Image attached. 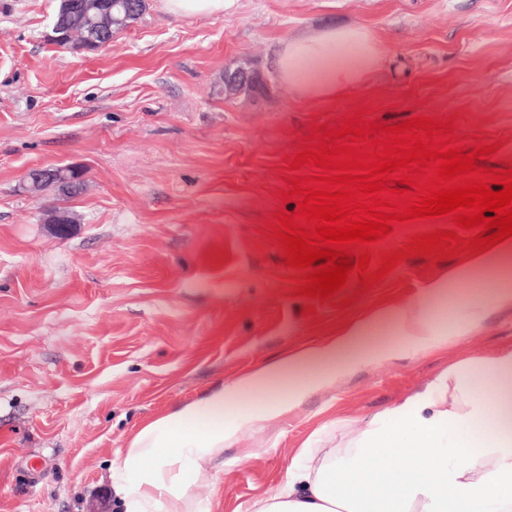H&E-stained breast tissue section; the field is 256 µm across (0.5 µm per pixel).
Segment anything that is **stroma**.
<instances>
[{"label":"stroma","mask_w":512,"mask_h":512,"mask_svg":"<svg viewBox=\"0 0 512 512\" xmlns=\"http://www.w3.org/2000/svg\"><path fill=\"white\" fill-rule=\"evenodd\" d=\"M57 6L0 0V512H119L110 465L141 426L370 312L416 303L448 329L416 352L382 321L366 343L396 357L226 442L192 493L201 512H247L313 436L334 447L512 344V299L477 306L482 282L429 298L466 256L406 259L368 293L353 278L322 302L296 296L298 271L261 232L297 211L282 198L288 164L314 128L363 109L374 125L453 120L512 160V0H234L192 18L147 0L93 52L51 43ZM337 24L371 31L382 66L341 99L296 98L273 77L277 49ZM243 64L260 93L225 97V70ZM44 166L82 167L84 191H32L26 173ZM55 206L74 218L66 234L48 222Z\"/></svg>","instance_id":"obj_1"}]
</instances>
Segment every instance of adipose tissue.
Here are the masks:
<instances>
[{
	"mask_svg": "<svg viewBox=\"0 0 512 512\" xmlns=\"http://www.w3.org/2000/svg\"><path fill=\"white\" fill-rule=\"evenodd\" d=\"M381 60L375 36L347 26L288 39L273 67L278 83L294 95L326 100L365 86ZM511 259L509 239L471 256L466 267L449 270L429 293L446 298L448 284L484 276ZM383 318L415 350L448 341L418 304L409 303L287 349L146 423L111 469V488L124 512H192V485L209 479L204 463L219 458L236 433L288 413L348 371L389 359L386 348L358 346ZM288 374L301 380L287 401L239 411L225 423V406ZM393 415L394 426L376 419L351 430L343 447L305 449L287 479L256 500L251 512H512V346L456 363Z\"/></svg>",
	"mask_w": 512,
	"mask_h": 512,
	"instance_id": "1",
	"label": "adipose tissue"
}]
</instances>
